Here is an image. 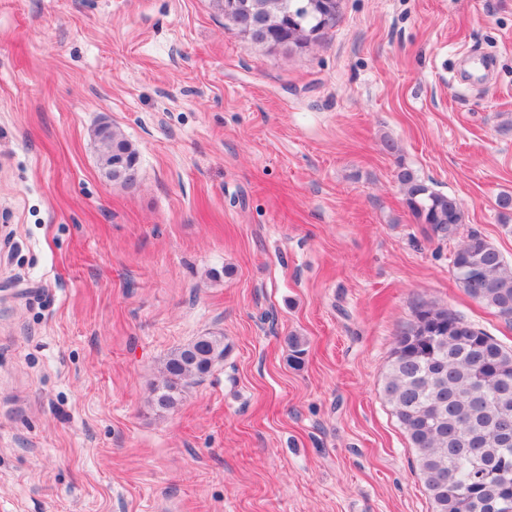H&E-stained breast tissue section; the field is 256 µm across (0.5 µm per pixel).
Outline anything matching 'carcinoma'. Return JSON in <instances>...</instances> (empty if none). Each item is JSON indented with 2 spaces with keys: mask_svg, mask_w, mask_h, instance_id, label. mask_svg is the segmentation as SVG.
Masks as SVG:
<instances>
[{
  "mask_svg": "<svg viewBox=\"0 0 512 512\" xmlns=\"http://www.w3.org/2000/svg\"><path fill=\"white\" fill-rule=\"evenodd\" d=\"M311 0H246L241 21L250 41L266 44L284 32L289 17L307 33L326 22ZM102 170L132 185L138 159L129 142L108 124L94 130ZM408 209L440 240L459 234V200L436 192L402 170ZM459 287L507 323H512V265L477 231L467 234L452 259ZM224 337L204 334L173 351L164 363L155 404L173 407L188 385L224 358ZM383 394L415 453L416 469L432 512H512V348L464 316L421 303L396 338Z\"/></svg>",
  "mask_w": 512,
  "mask_h": 512,
  "instance_id": "carcinoma-1",
  "label": "carcinoma"
}]
</instances>
